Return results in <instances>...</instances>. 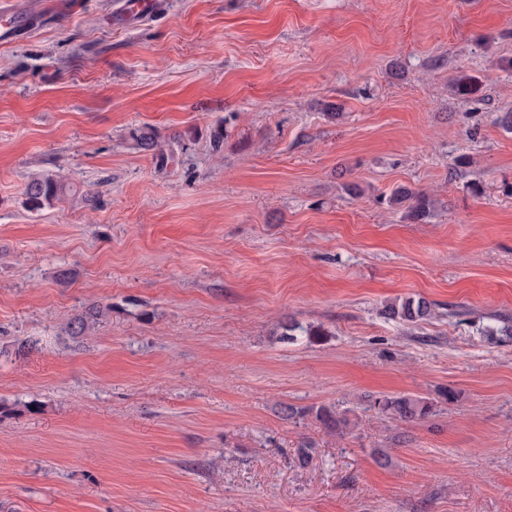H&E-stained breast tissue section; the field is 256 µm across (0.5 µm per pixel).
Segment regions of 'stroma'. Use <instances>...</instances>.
Returning a JSON list of instances; mask_svg holds the SVG:
<instances>
[{
    "instance_id": "obj_1",
    "label": "stroma",
    "mask_w": 512,
    "mask_h": 512,
    "mask_svg": "<svg viewBox=\"0 0 512 512\" xmlns=\"http://www.w3.org/2000/svg\"><path fill=\"white\" fill-rule=\"evenodd\" d=\"M84 2L0 43V512H512V0ZM160 0H125L122 2V11L116 16L118 22L130 19L141 20L151 17ZM73 191L74 186L50 177L33 178L25 189L26 204L35 210H39L46 204L51 205L53 201H59ZM393 206H404L405 216L413 221H423L431 216L434 201L425 192H414L409 188L399 187L393 191L389 198ZM435 304L424 298H408L401 302H392L385 306L384 315L389 319L399 320L405 324L418 325L435 315ZM374 405L396 419L409 422L426 417L432 412L433 405L423 397L409 394L383 396L377 398Z\"/></svg>"
}]
</instances>
